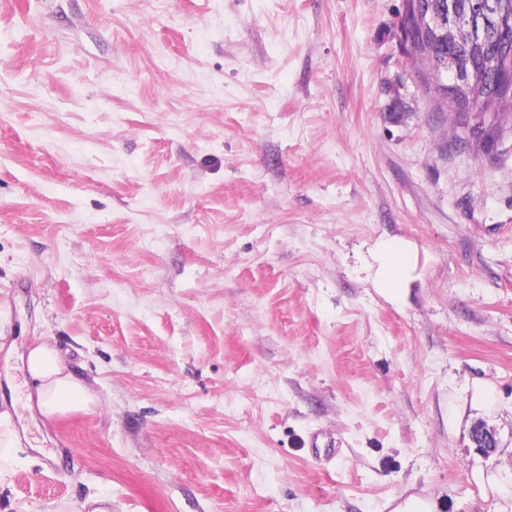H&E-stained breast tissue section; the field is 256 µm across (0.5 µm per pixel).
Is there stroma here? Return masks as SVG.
<instances>
[{
    "mask_svg": "<svg viewBox=\"0 0 512 512\" xmlns=\"http://www.w3.org/2000/svg\"><path fill=\"white\" fill-rule=\"evenodd\" d=\"M405 11L0 0V512H512V116ZM36 336L86 410L28 406ZM381 255L380 287L398 292L405 281L400 272L405 262L401 248L393 243L384 242L379 247ZM17 444V435L10 423V413L4 410L0 412V485L12 473Z\"/></svg>",
    "mask_w": 512,
    "mask_h": 512,
    "instance_id": "1",
    "label": "stroma"
}]
</instances>
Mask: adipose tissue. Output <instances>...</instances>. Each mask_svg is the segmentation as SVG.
Returning a JSON list of instances; mask_svg holds the SVG:
<instances>
[{
    "instance_id": "1",
    "label": "adipose tissue",
    "mask_w": 512,
    "mask_h": 512,
    "mask_svg": "<svg viewBox=\"0 0 512 512\" xmlns=\"http://www.w3.org/2000/svg\"><path fill=\"white\" fill-rule=\"evenodd\" d=\"M27 371L37 381V404L48 417H64L84 409L92 397L59 360L52 345L34 339L26 357Z\"/></svg>"
}]
</instances>
